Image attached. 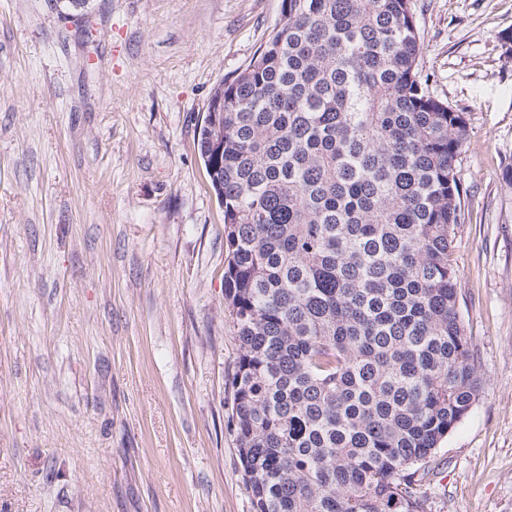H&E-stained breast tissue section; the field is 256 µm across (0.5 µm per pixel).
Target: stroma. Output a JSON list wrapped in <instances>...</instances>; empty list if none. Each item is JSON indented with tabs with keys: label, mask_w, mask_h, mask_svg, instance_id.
<instances>
[{
	"label": "stroma",
	"mask_w": 512,
	"mask_h": 512,
	"mask_svg": "<svg viewBox=\"0 0 512 512\" xmlns=\"http://www.w3.org/2000/svg\"><path fill=\"white\" fill-rule=\"evenodd\" d=\"M468 113L458 308L483 379L427 512H512V0H410ZM281 0H0V512H253L224 209L194 138Z\"/></svg>",
	"instance_id": "obj_1"
}]
</instances>
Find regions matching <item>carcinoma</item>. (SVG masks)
Segmentation results:
<instances>
[{"label": "carcinoma", "instance_id": "carcinoma-1", "mask_svg": "<svg viewBox=\"0 0 512 512\" xmlns=\"http://www.w3.org/2000/svg\"><path fill=\"white\" fill-rule=\"evenodd\" d=\"M420 55L410 0H282L213 91L254 512H426L415 475L479 398L451 259L469 119Z\"/></svg>", "mask_w": 512, "mask_h": 512}]
</instances>
